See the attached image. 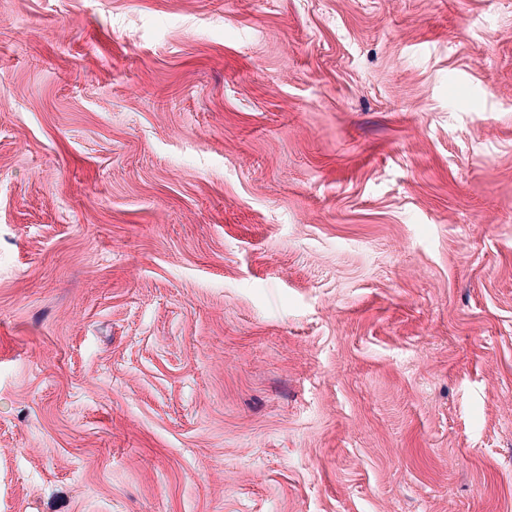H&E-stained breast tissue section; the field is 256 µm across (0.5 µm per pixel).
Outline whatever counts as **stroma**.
<instances>
[{
    "label": "stroma",
    "mask_w": 512,
    "mask_h": 512,
    "mask_svg": "<svg viewBox=\"0 0 512 512\" xmlns=\"http://www.w3.org/2000/svg\"><path fill=\"white\" fill-rule=\"evenodd\" d=\"M0 512H512V0H0Z\"/></svg>",
    "instance_id": "1"
}]
</instances>
